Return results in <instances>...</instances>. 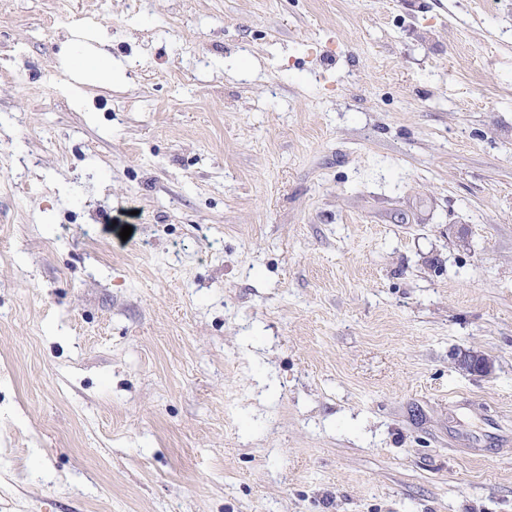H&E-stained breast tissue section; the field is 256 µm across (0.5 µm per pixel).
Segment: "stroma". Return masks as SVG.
<instances>
[{"mask_svg": "<svg viewBox=\"0 0 512 512\" xmlns=\"http://www.w3.org/2000/svg\"><path fill=\"white\" fill-rule=\"evenodd\" d=\"M0 512H512V0H0ZM85 55L88 63L83 69V75L87 80L97 81L104 77L112 76V69L114 70L119 67L118 64H112V59L108 57L104 50L93 45L86 46ZM101 60L105 61V63L101 64L98 62ZM457 367L466 372L489 375L493 372L494 361L481 351L468 350L462 352L456 359Z\"/></svg>", "mask_w": 512, "mask_h": 512, "instance_id": "1", "label": "stroma"}]
</instances>
